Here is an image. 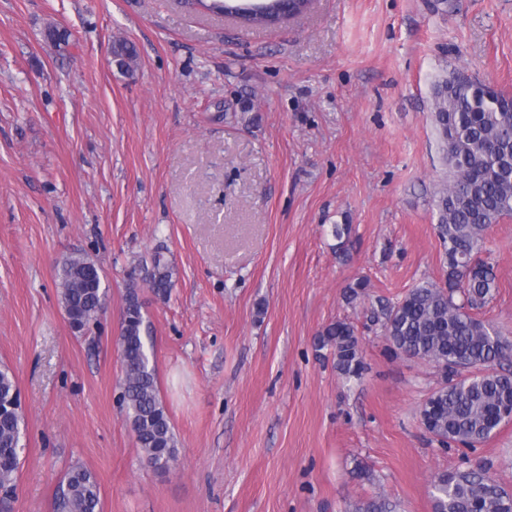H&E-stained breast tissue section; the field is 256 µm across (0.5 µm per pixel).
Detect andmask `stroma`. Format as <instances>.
I'll list each match as a JSON object with an SVG mask.
<instances>
[{"label": "stroma", "mask_w": 512, "mask_h": 512, "mask_svg": "<svg viewBox=\"0 0 512 512\" xmlns=\"http://www.w3.org/2000/svg\"><path fill=\"white\" fill-rule=\"evenodd\" d=\"M457 70L512 96V0H312L268 29L178 0H0V367L27 426L11 512H56L76 465L102 512H433L434 476L470 462L512 491V422L442 447L420 422L441 372L370 321L444 280L431 94ZM158 249L163 296L130 278ZM75 253L109 298L83 335L57 288ZM482 254L499 290L476 315L512 342V217ZM132 286L177 438L166 472L120 402ZM334 321L360 338L361 380L314 348Z\"/></svg>", "instance_id": "1"}]
</instances>
